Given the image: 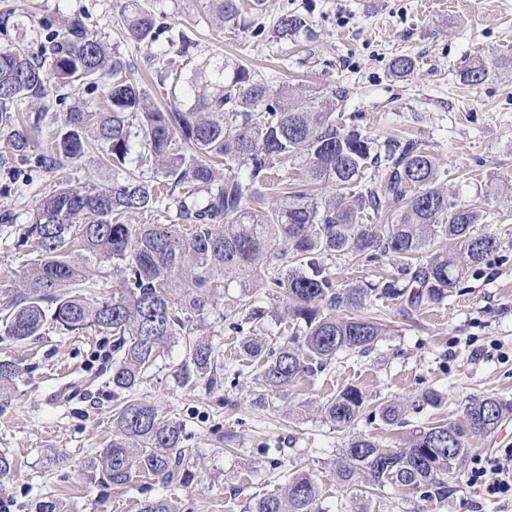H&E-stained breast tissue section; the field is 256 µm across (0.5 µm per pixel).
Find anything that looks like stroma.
<instances>
[{
	"mask_svg": "<svg viewBox=\"0 0 512 512\" xmlns=\"http://www.w3.org/2000/svg\"><path fill=\"white\" fill-rule=\"evenodd\" d=\"M167 22L197 39L203 52L239 61L270 89L328 87L345 96L336 115L377 142L404 137L422 142L438 170V184L466 202L487 186L512 178V0H238L241 23L218 27L205 0H151ZM286 12L310 19L311 34L292 41L252 36L249 25L273 27ZM39 27L46 18L83 16L111 48L131 62L128 76L160 106H168L144 52L126 42L117 0H0V16ZM408 55L415 69L400 77L392 60ZM490 59L488 76L471 85L462 72L475 59ZM76 186H104L112 173L89 153L56 174ZM43 179L17 183L0 195V305L15 286L29 253L15 245V228L28 223ZM485 232L500 241L497 253L469 270L442 303L405 318L399 303L373 302L384 333L369 353L343 356L316 380L253 407L260 365L241 353L244 334L227 324L242 299L237 283L220 289L201 325L204 337L223 344L234 370L224 389L208 393L180 385L181 346L166 350L140 388L169 418L184 422L186 443L197 451L194 481L162 487L134 477L125 489L103 491L81 474L84 460L112 439V338L93 326L67 332L46 328L39 340L0 339V359L23 370L11 401L0 404V451L16 470L0 497L12 512H34L45 497L72 512H139L140 502L160 494L182 512H247L250 504L280 488L262 449H280L289 470L309 472L320 486L323 512H512V501L492 500L468 483L465 471L448 480L444 501L422 500L419 491L390 485L363 493L338 485L333 459L350 435L373 438L386 448L407 447L414 430L441 419L463 423L472 399L512 401V193L494 202ZM325 263L339 287L396 276L391 259L365 263L345 256ZM348 386L372 400L412 402L432 389L445 401L410 413L404 425L360 418L352 431L336 428L320 402Z\"/></svg>",
	"mask_w": 512,
	"mask_h": 512,
	"instance_id": "stroma-1",
	"label": "stroma"
}]
</instances>
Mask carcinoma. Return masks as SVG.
<instances>
[{
	"label": "carcinoma",
	"mask_w": 512,
	"mask_h": 512,
	"mask_svg": "<svg viewBox=\"0 0 512 512\" xmlns=\"http://www.w3.org/2000/svg\"><path fill=\"white\" fill-rule=\"evenodd\" d=\"M220 26L239 22L237 0H208ZM127 39L146 50L158 82L171 81V108L156 106L126 77L130 64L99 40L80 17L36 32L38 52L21 46L0 50V175L9 180L53 176L64 161L98 152L112 167V184L73 186L63 181L36 200L16 245L37 258L19 276L11 299L0 308V332L16 341L41 335L47 323L72 331L88 323L112 335V392L124 396L112 410V440L87 458L85 474L102 489H122L140 474L164 487L193 481L196 449L185 445L183 424L167 419L143 399L139 388L166 348L180 344L185 359L179 382L224 387V346L195 335L198 323L227 282L259 284L281 298L280 315L291 333L269 341L250 339L244 350L262 365L255 403L283 395L315 378L344 353L365 354L384 329L364 312L378 300L402 299L405 316L423 304L443 301L469 268L497 252L499 241L481 233L489 205L461 203L437 186L432 156L413 139L383 145L336 119L342 95L275 91L230 58L201 56L200 44L142 0H123ZM307 19L282 14L272 37L309 33ZM489 73L480 60L463 72L478 84ZM85 88L107 102L104 112L74 106L63 113L50 151L32 154L33 131L49 119L53 103ZM149 158L164 184L124 172L129 155ZM301 169L291 187L271 199L269 171L275 161ZM328 185L331 196L319 195ZM169 201L184 232L172 224H125ZM394 217L364 224L369 213ZM440 238L453 251L433 249ZM86 259L112 262L120 274L107 300L93 299L92 269L72 259L74 246ZM346 255L366 262L402 260L397 281L339 289L324 257ZM268 313L256 301L240 304L231 329L258 333ZM17 365L0 361V398L8 399ZM439 393L422 394L407 406L386 402L372 411L388 424L407 410L441 404ZM369 406L367 395L349 386L322 406L336 428L346 430ZM512 414V402L482 397L465 408L466 425L441 422L416 430L408 447L383 448L355 436L334 459L339 484L368 489L389 483L420 491L425 500L448 497V475L460 469L472 439L493 433ZM285 475V462L269 460ZM287 476V475H285ZM319 486L303 472L287 476L249 512H321ZM139 512H180L168 496L148 497Z\"/></svg>",
	"instance_id": "cac0c4a2"
}]
</instances>
